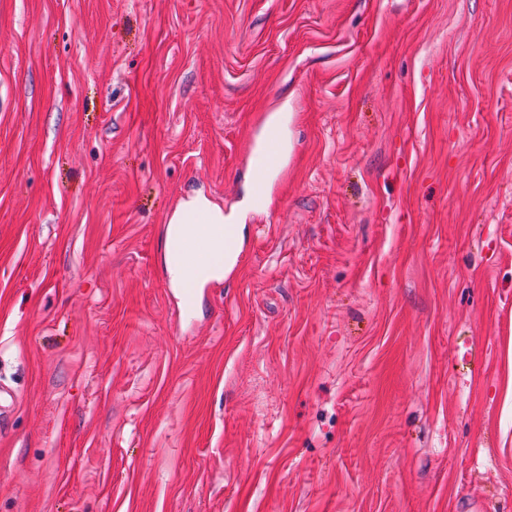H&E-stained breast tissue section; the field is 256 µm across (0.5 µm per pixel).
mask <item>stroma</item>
I'll return each mask as SVG.
<instances>
[{
	"label": "stroma",
	"mask_w": 512,
	"mask_h": 512,
	"mask_svg": "<svg viewBox=\"0 0 512 512\" xmlns=\"http://www.w3.org/2000/svg\"><path fill=\"white\" fill-rule=\"evenodd\" d=\"M0 388V512H512V0H0ZM197 213H204L209 224L199 220L197 224H190L189 231L178 243L179 251L187 263H192L204 258L212 251L224 247V249H239L235 239H230L222 234V229L212 224H226L224 210L212 203L203 195L190 197L182 201L170 217L167 228V252L166 263L172 279L180 282L184 279L209 281L224 277V255L221 260H215L214 256L188 267L183 262L175 259L171 247V235L175 230L171 225L189 224L191 218Z\"/></svg>",
	"instance_id": "35a3bbf8"
}]
</instances>
